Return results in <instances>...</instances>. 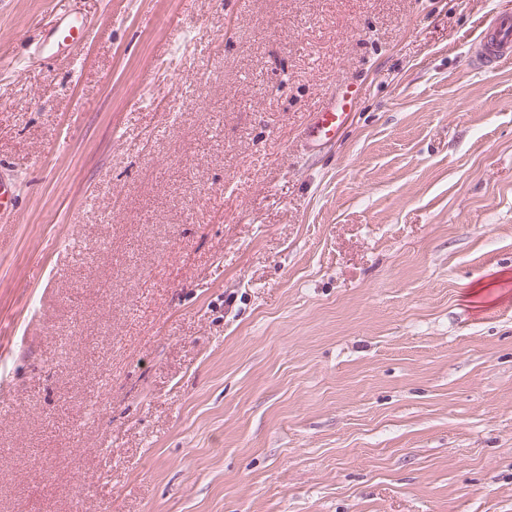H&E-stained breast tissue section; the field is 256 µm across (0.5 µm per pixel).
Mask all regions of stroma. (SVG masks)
Instances as JSON below:
<instances>
[{"label":"stroma","mask_w":512,"mask_h":512,"mask_svg":"<svg viewBox=\"0 0 512 512\" xmlns=\"http://www.w3.org/2000/svg\"><path fill=\"white\" fill-rule=\"evenodd\" d=\"M494 13L0 0V512H512ZM83 22L76 16H67L58 27L36 47L40 56H63L72 60V50L78 46L82 39ZM359 85L355 81L344 84L340 93H333L327 101L310 113V119L304 129V138L311 145L335 137L336 132L346 123L347 106L358 97ZM13 183L10 179L0 177V224H12L16 222L17 212L12 202Z\"/></svg>","instance_id":"35a3bbf8"}]
</instances>
